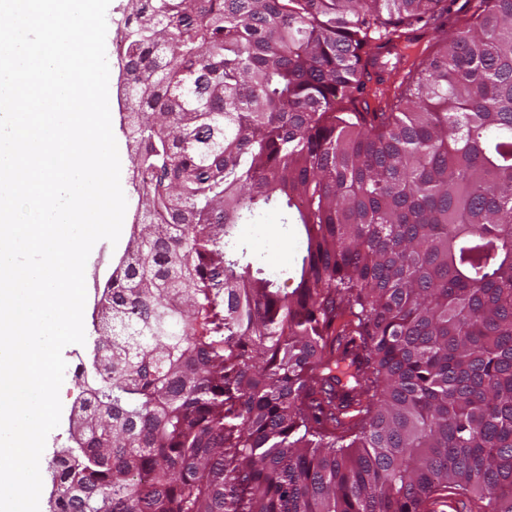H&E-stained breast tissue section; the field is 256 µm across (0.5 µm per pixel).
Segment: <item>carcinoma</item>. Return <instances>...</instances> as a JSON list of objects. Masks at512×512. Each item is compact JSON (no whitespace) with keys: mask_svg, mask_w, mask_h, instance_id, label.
Here are the masks:
<instances>
[{"mask_svg":"<svg viewBox=\"0 0 512 512\" xmlns=\"http://www.w3.org/2000/svg\"><path fill=\"white\" fill-rule=\"evenodd\" d=\"M121 43L137 210L52 512H512V0H128ZM253 223L271 225L270 228L278 230L284 238L288 237V242L284 239L268 238L269 250L275 258L282 259L288 256V259L284 262H278L271 256L263 240L257 238L252 233V229L254 228L252 226L253 224L240 225V238L243 239L246 246H248L251 251L256 252L262 257L266 268L269 264H274L281 272L293 266L295 258L300 251V240L294 233L293 226L288 224L287 234V229L281 224L280 215L271 210L258 214L253 220Z\"/></svg>","mask_w":512,"mask_h":512,"instance_id":"carcinoma-1","label":"carcinoma"}]
</instances>
